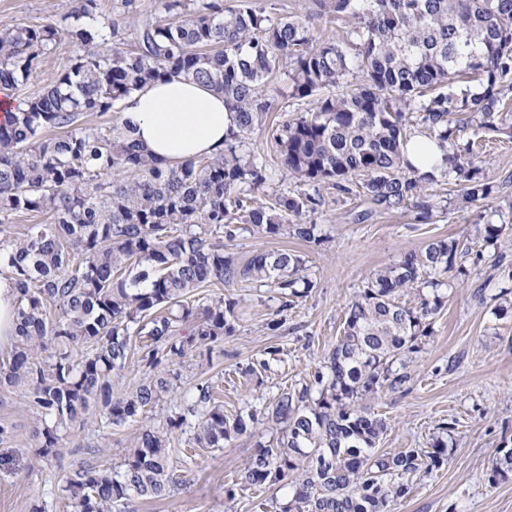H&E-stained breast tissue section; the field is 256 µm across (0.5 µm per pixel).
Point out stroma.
<instances>
[{
    "label": "stroma",
    "instance_id": "1",
    "mask_svg": "<svg viewBox=\"0 0 512 512\" xmlns=\"http://www.w3.org/2000/svg\"><path fill=\"white\" fill-rule=\"evenodd\" d=\"M70 7V0H0V26L58 22ZM485 168L496 185L492 195L462 210L449 209L432 224L417 222L410 209L367 214V220L357 222L366 205L346 195L315 214L321 242L238 231L229 249L240 261L262 251L299 252L313 287L275 332L266 328L279 305L275 292L243 285L202 288L205 296L237 298L241 316L235 335L185 362L182 391L215 383L225 413L234 415L250 405H269L284 387L311 383L341 335L347 303L375 270L430 240H455L465 274L436 315L431 335L412 354L409 382L370 402L387 422L376 448L391 453L430 448L439 424L455 420L445 462L414 477L409 496L392 504L390 512H512V476L493 482L487 478L497 448L512 446V310L495 315L500 290H512V224L505 225L493 248L478 234L479 225L512 200V183L504 181L512 176V142L493 145ZM498 250L505 258L497 267L493 259ZM266 356L271 359L268 372L246 375L247 366ZM33 421L24 387L0 389V425L13 428L10 439L0 442V512H29L35 503L45 512H64L59 497L63 479L82 465L118 464L130 446V427L95 425L64 437L60 455L40 469L31 464ZM271 432L270 424L261 421L222 449L192 454L187 451L189 434H177L172 442L175 473L183 487L164 500L131 499L124 512H273L276 490L240 491L232 498L226 494Z\"/></svg>",
    "mask_w": 512,
    "mask_h": 512
}]
</instances>
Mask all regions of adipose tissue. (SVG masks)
<instances>
[{
  "label": "adipose tissue",
  "mask_w": 512,
  "mask_h": 512,
  "mask_svg": "<svg viewBox=\"0 0 512 512\" xmlns=\"http://www.w3.org/2000/svg\"><path fill=\"white\" fill-rule=\"evenodd\" d=\"M120 122L160 163L175 166L222 152L233 115L224 108L223 94L171 76L131 93L122 103ZM446 154L435 139L419 133L404 147L405 159L422 174L441 171Z\"/></svg>",
  "instance_id": "adipose-tissue-1"
}]
</instances>
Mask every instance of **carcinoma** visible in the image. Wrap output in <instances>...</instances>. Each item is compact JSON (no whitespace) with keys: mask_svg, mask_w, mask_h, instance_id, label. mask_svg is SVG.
<instances>
[{"mask_svg":"<svg viewBox=\"0 0 512 512\" xmlns=\"http://www.w3.org/2000/svg\"><path fill=\"white\" fill-rule=\"evenodd\" d=\"M72 2L62 24L0 29V91L26 84L61 43L74 48L64 71L0 121V266L16 292L17 318L0 387L27 386L36 455L45 462L95 416L129 426L166 397L174 405L165 426L137 430L120 464L74 469L61 485L66 507L119 512L134 497H168L177 485L176 432L187 425L194 447L220 449L263 419L276 434L240 471L238 489L284 491L274 512H389L410 494L413 476L442 465L446 448L378 452L387 423L362 401L408 380L394 365L405 368L418 339L431 335L462 273L450 239L373 273L348 303L314 382L283 388L261 411L228 417L207 383L180 396L177 372L151 374L115 396L112 375L133 353L153 371L233 335L239 301L203 300L198 290L208 285L274 290L280 305L266 326H283L311 287L301 275L305 259L278 250L238 260L224 241L241 224L314 243L319 228L308 217L325 206L324 190L358 195L370 213L410 206L425 224L451 205L489 198L481 134L512 139V0H315L303 18L261 0L228 8L224 0H161L157 14L121 0L133 23L129 44L118 22L97 20L99 0ZM336 19L352 25L314 38V23ZM109 35L112 46L98 49ZM279 74L287 81L280 103L269 93ZM173 75L224 94L235 127L222 153L163 166L127 128L82 124ZM341 84L346 91L334 93ZM304 99L308 108H291ZM271 112L282 113L271 132L280 164L306 190L263 202L268 165L247 139ZM410 126L448 145L440 175L404 162ZM440 178L460 187L453 201L433 190ZM32 212L46 220L5 234ZM78 344L90 351L76 360ZM511 474L512 448L504 446L489 479Z\"/></svg>","mask_w":512,"mask_h":512,"instance_id":"cac0c4a2","label":"carcinoma"}]
</instances>
